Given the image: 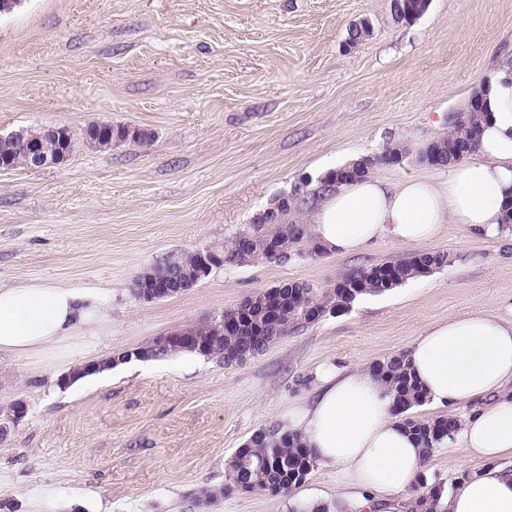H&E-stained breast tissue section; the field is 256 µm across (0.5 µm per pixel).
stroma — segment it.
I'll return each instance as SVG.
<instances>
[{
  "label": "stroma",
  "instance_id": "35a3bbf8",
  "mask_svg": "<svg viewBox=\"0 0 512 512\" xmlns=\"http://www.w3.org/2000/svg\"><path fill=\"white\" fill-rule=\"evenodd\" d=\"M369 19L372 36L344 47ZM512 60V0H431L413 23L390 0H20L0 15V134L95 123L146 132L67 162L0 172V286L60 283L100 296L94 330L34 358L0 360V412L26 417L0 435V500L30 512H290L327 504L335 470L314 466L290 495L202 488L323 370L369 368L405 352L424 326L486 305L512 309V229L475 237L441 225L427 243L446 266L349 311L290 329L256 358L130 361L62 385L76 367L205 321L286 282L333 287L394 261L390 238L345 255L228 262L177 295L147 302L135 279L156 261L230 242L302 179L346 159L405 149L375 174L395 184L447 177L419 152L446 133L483 71ZM468 470L459 449L427 460V488Z\"/></svg>",
  "mask_w": 512,
  "mask_h": 512
}]
</instances>
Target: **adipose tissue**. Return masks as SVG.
<instances>
[{"instance_id": "1", "label": "adipose tissue", "mask_w": 512, "mask_h": 512, "mask_svg": "<svg viewBox=\"0 0 512 512\" xmlns=\"http://www.w3.org/2000/svg\"><path fill=\"white\" fill-rule=\"evenodd\" d=\"M477 91L486 112L480 144L447 178L393 185L369 174L344 184L315 208V238L349 253L381 237L418 245L448 223L494 235L512 201V61L489 68ZM96 316L95 299L65 285L0 287V357L42 352ZM405 359L430 402L468 408L456 444L481 462L442 496L440 512H512V466L503 463L512 457V314L487 306L431 323ZM392 409V394L371 372L337 367L323 371L313 398L290 404L284 429L340 476L332 512H424L417 499L400 498L425 454Z\"/></svg>"}]
</instances>
